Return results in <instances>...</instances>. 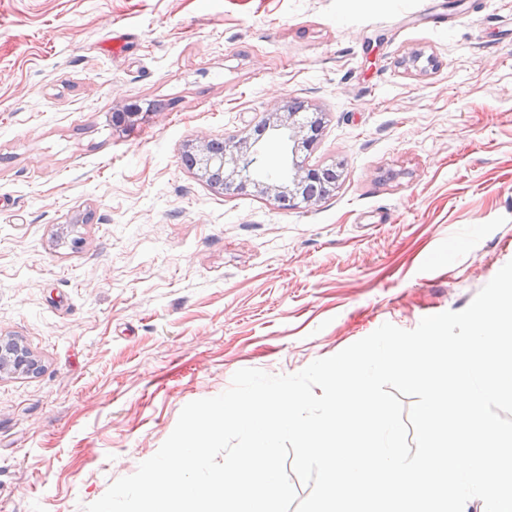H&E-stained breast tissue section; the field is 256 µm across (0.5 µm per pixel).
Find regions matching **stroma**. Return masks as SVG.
<instances>
[{
    "mask_svg": "<svg viewBox=\"0 0 512 512\" xmlns=\"http://www.w3.org/2000/svg\"><path fill=\"white\" fill-rule=\"evenodd\" d=\"M293 99L324 199L184 165ZM511 260L512 0H0V336L40 364L0 377V512H83L236 371L464 310Z\"/></svg>",
    "mask_w": 512,
    "mask_h": 512,
    "instance_id": "obj_1",
    "label": "stroma"
}]
</instances>
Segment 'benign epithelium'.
Here are the masks:
<instances>
[{"instance_id":"7a95c632","label":"benign epithelium","mask_w":512,"mask_h":512,"mask_svg":"<svg viewBox=\"0 0 512 512\" xmlns=\"http://www.w3.org/2000/svg\"><path fill=\"white\" fill-rule=\"evenodd\" d=\"M323 127V113L309 112L304 104L286 102L266 113L253 133L222 145L203 139L187 145L188 168L216 193L232 186L251 184L261 195L272 199L281 209H293L301 203L317 200L318 187L333 190L340 176L333 169L307 167L298 160L300 150H310ZM269 140L283 143L288 152V177L272 176L256 169L258 157ZM38 362L27 347L0 336V374H28Z\"/></svg>"}]
</instances>
